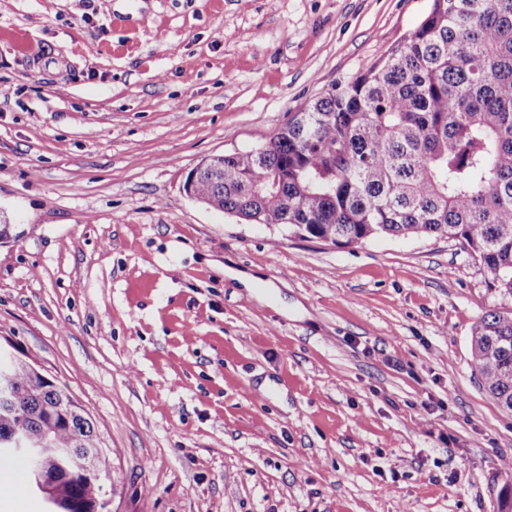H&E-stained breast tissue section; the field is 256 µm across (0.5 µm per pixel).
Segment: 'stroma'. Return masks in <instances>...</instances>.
Returning a JSON list of instances; mask_svg holds the SVG:
<instances>
[{
  "label": "stroma",
  "instance_id": "obj_1",
  "mask_svg": "<svg viewBox=\"0 0 512 512\" xmlns=\"http://www.w3.org/2000/svg\"><path fill=\"white\" fill-rule=\"evenodd\" d=\"M432 0H0V349L73 395L111 512H498L512 412L453 241L351 246L187 196Z\"/></svg>",
  "mask_w": 512,
  "mask_h": 512
}]
</instances>
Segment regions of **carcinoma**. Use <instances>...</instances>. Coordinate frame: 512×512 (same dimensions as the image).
<instances>
[{
    "mask_svg": "<svg viewBox=\"0 0 512 512\" xmlns=\"http://www.w3.org/2000/svg\"><path fill=\"white\" fill-rule=\"evenodd\" d=\"M250 223L334 244L379 236L456 241L512 299V0H432L386 58L336 82L260 146L224 155L185 189ZM482 385L512 411V309L476 322ZM44 439L36 462L64 486L61 512L108 496L84 407L26 361L0 365L1 442Z\"/></svg>",
    "mask_w": 512,
    "mask_h": 512,
    "instance_id": "obj_1",
    "label": "carcinoma"
}]
</instances>
